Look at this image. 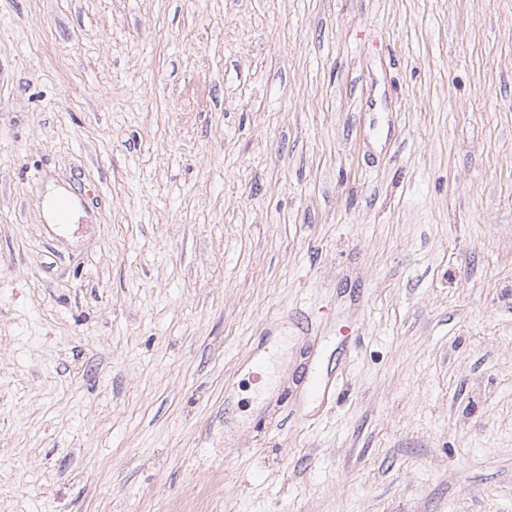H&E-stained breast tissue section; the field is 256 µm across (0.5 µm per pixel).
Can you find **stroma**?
Listing matches in <instances>:
<instances>
[{
  "instance_id": "obj_1",
  "label": "stroma",
  "mask_w": 512,
  "mask_h": 512,
  "mask_svg": "<svg viewBox=\"0 0 512 512\" xmlns=\"http://www.w3.org/2000/svg\"><path fill=\"white\" fill-rule=\"evenodd\" d=\"M0 512H512V0H0Z\"/></svg>"
}]
</instances>
